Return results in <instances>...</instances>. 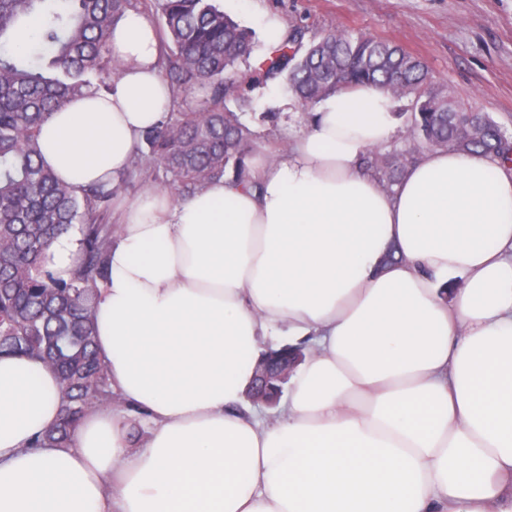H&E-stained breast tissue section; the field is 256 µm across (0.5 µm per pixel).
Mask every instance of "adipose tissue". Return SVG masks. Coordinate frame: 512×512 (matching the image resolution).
<instances>
[{
  "instance_id": "1",
  "label": "adipose tissue",
  "mask_w": 512,
  "mask_h": 512,
  "mask_svg": "<svg viewBox=\"0 0 512 512\" xmlns=\"http://www.w3.org/2000/svg\"><path fill=\"white\" fill-rule=\"evenodd\" d=\"M157 31L112 27V89L42 124L41 162L75 193L119 183L174 108ZM375 84L317 102L256 187L226 176L176 199L116 201L96 300L115 402L43 444L56 371L0 356V512H512V167L424 151L392 188ZM70 232L45 252L69 279ZM310 342L288 402L240 411L266 336ZM407 159H398L392 154H382L378 151H370L365 156V164L370 170L382 172L386 178V186L390 188L398 182L405 168Z\"/></svg>"
}]
</instances>
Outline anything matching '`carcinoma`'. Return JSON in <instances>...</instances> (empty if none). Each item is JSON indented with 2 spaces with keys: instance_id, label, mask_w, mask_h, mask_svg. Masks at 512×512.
I'll return each instance as SVG.
<instances>
[{
  "instance_id": "carcinoma-1",
  "label": "carcinoma",
  "mask_w": 512,
  "mask_h": 512,
  "mask_svg": "<svg viewBox=\"0 0 512 512\" xmlns=\"http://www.w3.org/2000/svg\"><path fill=\"white\" fill-rule=\"evenodd\" d=\"M46 0H0V41L15 45L22 20L40 18L47 49L36 66L22 53L0 54V355L29 356L51 364L66 395V410L44 435L65 443L84 410L112 400L108 368L95 348L94 304L108 272L115 231L112 199L126 183L91 187L77 196L39 162L38 132L51 112L86 91L106 93L119 69L110 36L116 16L134 0H66L41 12ZM157 21L159 67L172 91L202 97L185 112H171L143 136L138 157L159 163L169 185L184 197L231 169L254 185L247 162L257 134L229 108L248 105L247 91L284 79L304 105L341 89L375 83L395 98H412L411 132L429 148L491 154L512 163V136L486 112L458 104L433 86L418 59L398 45L348 30L305 39L287 30L279 47L255 66L251 31L224 14L215 0H141ZM367 168L398 182L406 160L371 151ZM79 224L81 257L71 279L56 280L44 250Z\"/></svg>"
}]
</instances>
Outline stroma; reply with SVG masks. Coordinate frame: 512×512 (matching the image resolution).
Masks as SVG:
<instances>
[{
	"label": "stroma",
	"mask_w": 512,
	"mask_h": 512,
	"mask_svg": "<svg viewBox=\"0 0 512 512\" xmlns=\"http://www.w3.org/2000/svg\"><path fill=\"white\" fill-rule=\"evenodd\" d=\"M225 14L257 36L255 56L267 51L261 19L314 36L346 28L401 45L428 68L440 90L488 112L512 134V0H217ZM285 80L259 86L241 120L259 132L257 155L288 146L290 127H304L311 107L294 104L275 129L263 124L273 98H290Z\"/></svg>",
	"instance_id": "35a3bbf8"
}]
</instances>
